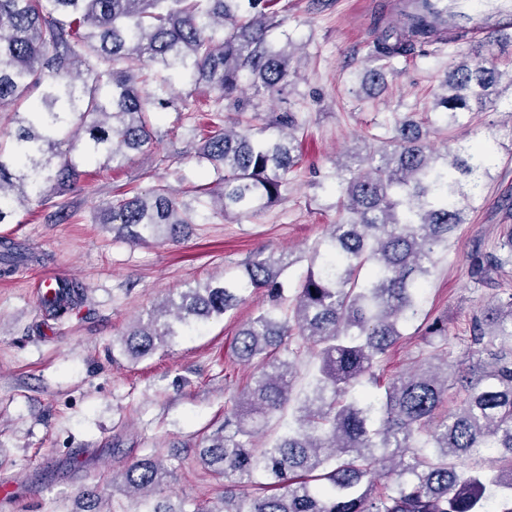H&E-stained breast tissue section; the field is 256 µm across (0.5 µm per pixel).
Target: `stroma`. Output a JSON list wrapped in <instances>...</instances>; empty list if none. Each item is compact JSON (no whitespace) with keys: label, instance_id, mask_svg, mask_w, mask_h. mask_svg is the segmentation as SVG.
I'll use <instances>...</instances> for the list:
<instances>
[{"label":"stroma","instance_id":"stroma-1","mask_svg":"<svg viewBox=\"0 0 512 512\" xmlns=\"http://www.w3.org/2000/svg\"><path fill=\"white\" fill-rule=\"evenodd\" d=\"M282 34L302 45V66L278 99L260 111L296 113L301 160L273 206L250 215H222L196 203L194 186L212 182L189 152L199 138L190 112L168 111L159 140L118 170L85 164L68 195L32 202L0 224V243L14 245L18 266L0 277V512H82L86 487L109 482L132 460L154 455L174 468L163 491L176 512L219 505L224 482L197 458L203 438L224 424L228 398L254 369L233 352L242 326L267 299L257 293L237 310L175 337L139 361L122 352L131 320L172 292L223 278L258 254L285 252V275L297 283L311 251L340 215L336 187L347 177V156L386 146L396 122L427 131L437 151L488 141L495 159L481 198L466 214L421 297V316L408 323L381 367L391 377L424 359L433 347L424 326H447L448 359L467 358L469 324L490 301L512 293V266L491 281L475 280L471 256L495 252L512 229V83L501 80L493 103L462 115L445 130L433 93L448 67L473 53L512 67V32L443 45L434 55L398 59L384 87L354 83L378 26L398 23L397 0H279ZM166 184L193 214L178 240L118 237L99 212L117 190L148 192ZM67 221L54 218L59 207ZM60 278L81 282L84 304L62 321L48 318L37 285Z\"/></svg>","mask_w":512,"mask_h":512}]
</instances>
